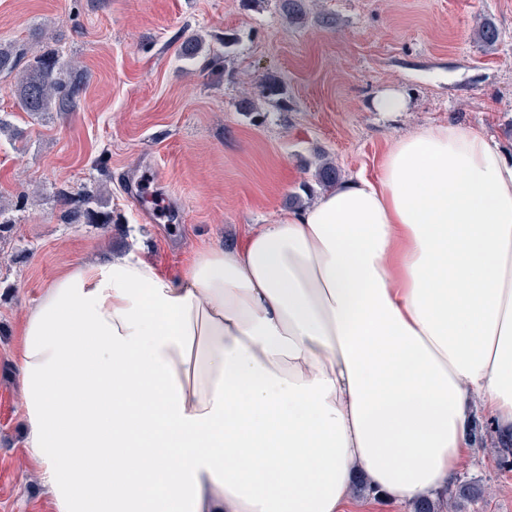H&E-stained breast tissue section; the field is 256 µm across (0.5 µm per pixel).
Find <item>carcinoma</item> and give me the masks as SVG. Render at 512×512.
<instances>
[{
  "label": "carcinoma",
  "mask_w": 512,
  "mask_h": 512,
  "mask_svg": "<svg viewBox=\"0 0 512 512\" xmlns=\"http://www.w3.org/2000/svg\"><path fill=\"white\" fill-rule=\"evenodd\" d=\"M280 6L288 19L295 22L307 13L306 0H280ZM474 37L489 49L499 41L500 32L493 22L483 20L475 27ZM201 43V39L193 36L184 41L181 57L204 70L220 69L222 54H201ZM24 58V49L0 43V74L13 76L19 109L32 116L74 111L84 88L83 72L75 67L74 62L57 51L35 56L25 64L22 63ZM340 176V170L332 159L325 154L318 155L314 179L319 187L327 189L336 186ZM63 202L66 205L64 219L68 224H99L107 227L112 223V211L107 209L105 200L87 196L75 201L66 196ZM484 494L485 487L480 481L459 479L448 488V503L424 499L413 505V512H440L444 507L452 509L462 501H473Z\"/></svg>",
  "instance_id": "cac0c4a2"
}]
</instances>
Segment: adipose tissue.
<instances>
[{
    "label": "adipose tissue",
    "instance_id": "adipose-tissue-1",
    "mask_svg": "<svg viewBox=\"0 0 512 512\" xmlns=\"http://www.w3.org/2000/svg\"><path fill=\"white\" fill-rule=\"evenodd\" d=\"M23 450L51 512H355L512 436V150L459 124L198 247L72 265L25 313Z\"/></svg>",
    "mask_w": 512,
    "mask_h": 512
}]
</instances>
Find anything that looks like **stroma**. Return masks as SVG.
<instances>
[{
  "label": "stroma",
  "instance_id": "35a3bbf8",
  "mask_svg": "<svg viewBox=\"0 0 512 512\" xmlns=\"http://www.w3.org/2000/svg\"><path fill=\"white\" fill-rule=\"evenodd\" d=\"M479 17L498 27L495 49L474 41ZM38 27L48 39L32 38ZM194 34L224 51V72L179 61ZM0 38L32 56L59 51L86 76L74 112L32 118L0 75V116L27 130L0 134V205L13 223L0 241V512H49L22 451L15 353L26 310L71 265L140 250L173 274L200 244L234 246L286 211L320 149L348 179L376 176L395 139L433 124L512 148V0H311L299 24L279 0H0ZM271 78L283 95L260 98ZM391 87L410 108L387 117L371 101ZM247 96L257 111L239 110ZM148 169L181 222L149 215L131 194ZM80 190L104 193L114 224L63 223V194ZM462 472L487 492L457 512H512V468L489 442Z\"/></svg>",
  "mask_w": 512,
  "mask_h": 512
}]
</instances>
